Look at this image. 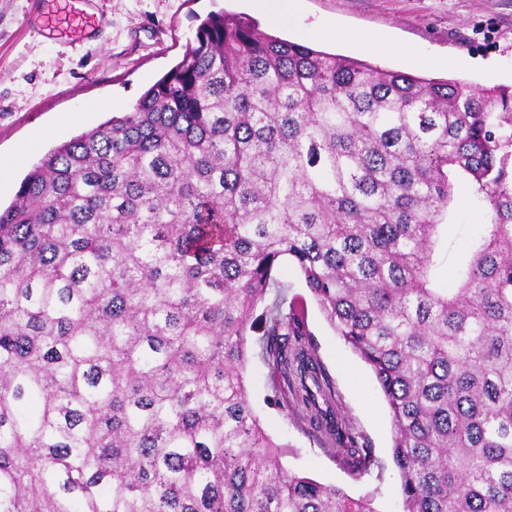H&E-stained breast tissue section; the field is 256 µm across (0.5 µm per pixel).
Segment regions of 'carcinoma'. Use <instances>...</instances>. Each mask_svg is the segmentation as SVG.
<instances>
[{
	"label": "carcinoma",
	"instance_id": "cac0c4a2",
	"mask_svg": "<svg viewBox=\"0 0 512 512\" xmlns=\"http://www.w3.org/2000/svg\"><path fill=\"white\" fill-rule=\"evenodd\" d=\"M457 176L487 211L444 285ZM284 260L375 375L402 512H512V92L222 12L0 208V512H379L287 470L250 401L255 357L281 413L293 371L332 398Z\"/></svg>",
	"mask_w": 512,
	"mask_h": 512
}]
</instances>
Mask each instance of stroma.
Returning <instances> with one entry per match:
<instances>
[{"mask_svg":"<svg viewBox=\"0 0 512 512\" xmlns=\"http://www.w3.org/2000/svg\"><path fill=\"white\" fill-rule=\"evenodd\" d=\"M297 6L299 25L284 30L248 0H70L72 13H103L106 25L66 42L26 26L37 0H0V161L16 163L11 176L0 180V204L13 201L24 176L61 141L131 111L143 91L181 60L212 12L302 44L310 29L332 22L341 35L320 43V50L383 69L458 80L476 90L512 88V0H297ZM363 32L383 37L391 50L363 51L353 42ZM405 46L425 52L429 67L402 54ZM483 222V209L472 202L464 182H457L438 253L444 279H451ZM278 276L291 294L304 298L305 326L334 391L333 408L376 466L360 478L324 452L295 423L296 416L313 412L302 397H295L290 418L266 406L269 370L255 359L248 365L249 394L265 431L282 444L281 460L289 471L355 498L373 495L378 512H399L392 419L371 369L336 336L296 268L282 262Z\"/></svg>","mask_w":512,"mask_h":512,"instance_id":"1","label":"stroma"}]
</instances>
